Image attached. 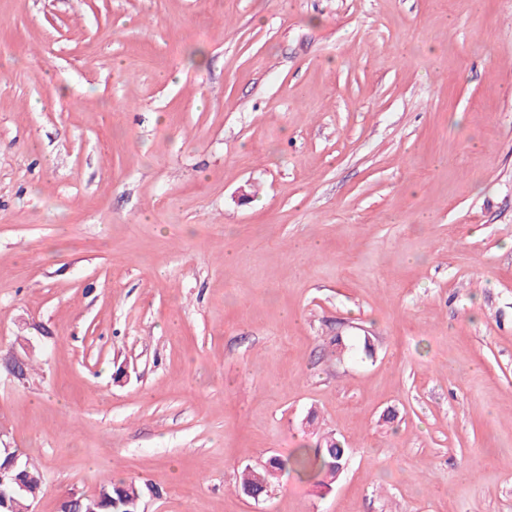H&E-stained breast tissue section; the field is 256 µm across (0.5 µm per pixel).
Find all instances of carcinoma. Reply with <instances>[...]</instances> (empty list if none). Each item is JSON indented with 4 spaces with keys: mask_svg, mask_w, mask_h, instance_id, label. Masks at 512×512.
Here are the masks:
<instances>
[{
    "mask_svg": "<svg viewBox=\"0 0 512 512\" xmlns=\"http://www.w3.org/2000/svg\"><path fill=\"white\" fill-rule=\"evenodd\" d=\"M16 449L0 453V470L7 484L0 487V512H29L42 490L39 469ZM349 461V449L333 436L324 437L313 448H299L284 461L274 457L260 468H245L236 485L237 491L254 500L267 495L276 471L285 468L301 478H317L318 485L330 487L343 473ZM144 488L135 482L119 480L100 489L98 498L83 499V510L91 512H140Z\"/></svg>",
    "mask_w": 512,
    "mask_h": 512,
    "instance_id": "carcinoma-1",
    "label": "carcinoma"
}]
</instances>
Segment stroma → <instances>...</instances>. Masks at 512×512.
<instances>
[{
  "label": "stroma",
  "mask_w": 512,
  "mask_h": 512,
  "mask_svg": "<svg viewBox=\"0 0 512 512\" xmlns=\"http://www.w3.org/2000/svg\"><path fill=\"white\" fill-rule=\"evenodd\" d=\"M0 444L31 512H512V0H0ZM348 461V448L335 437L326 436L315 448H298L287 461L274 457L261 468L246 467L235 487L246 497L260 499L267 495L276 471L288 466L300 478H322L318 485L329 488L343 473ZM15 454L19 455L16 466H13ZM0 469L7 476V485L0 486V512H29V508L38 498L42 490V478L39 469L28 456H23L14 448L6 453L4 448L0 454ZM21 483L25 490L19 494L12 491ZM1 489L4 493H1ZM144 488L135 482L119 480L100 489L97 499L82 500L84 512H140Z\"/></svg>",
  "instance_id": "1"
}]
</instances>
